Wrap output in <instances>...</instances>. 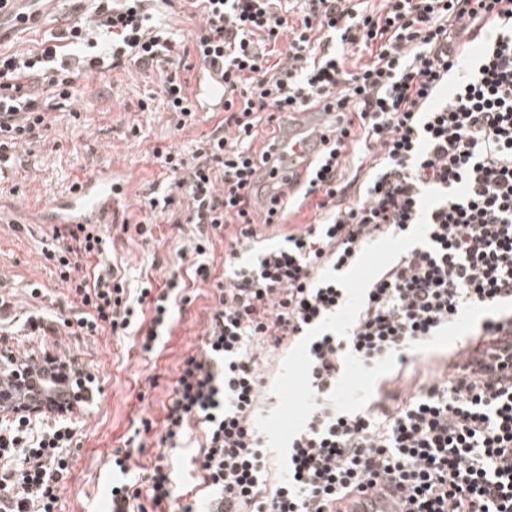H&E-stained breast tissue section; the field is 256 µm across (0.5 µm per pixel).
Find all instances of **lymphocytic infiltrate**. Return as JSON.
Instances as JSON below:
<instances>
[{"instance_id":"f902f5d3","label":"lymphocytic infiltrate","mask_w":512,"mask_h":512,"mask_svg":"<svg viewBox=\"0 0 512 512\" xmlns=\"http://www.w3.org/2000/svg\"><path fill=\"white\" fill-rule=\"evenodd\" d=\"M193 22L202 68L224 72V118L190 150L155 152L172 176L146 196L157 221L195 228L185 247L196 280L224 244V279L204 341L184 358L142 482L113 453L109 512H196L178 494L176 449L191 450L208 512H343L356 489L400 491L407 512H512V0H166ZM136 0H98L60 43L0 54V173L20 144L46 140L47 114L72 97L82 74L134 63L157 69L162 106L180 126L198 120L186 82L167 70L176 45ZM483 48L460 61V39ZM319 106L332 131L306 185L263 199L261 126ZM351 175H343V167ZM288 225L261 243L263 227ZM421 225L420 243H406ZM53 260L75 315L30 308L24 324L44 339L135 337L143 351L170 334L192 301L186 281L129 285L106 263L105 224H57ZM396 242L361 292L355 317L337 327L350 298L344 273L368 245ZM488 317L448 358L443 373L403 388L409 356L461 322ZM306 350V418L286 468L271 467L257 425L269 390L261 355ZM70 398L45 424L0 417V512H57L73 460L72 415L98 404L95 375L77 357L24 354ZM391 366L369 405L346 410L338 389L349 365ZM201 442H193L192 425Z\"/></svg>"}]
</instances>
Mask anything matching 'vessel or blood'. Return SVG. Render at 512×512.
<instances>
[{"mask_svg": "<svg viewBox=\"0 0 512 512\" xmlns=\"http://www.w3.org/2000/svg\"><path fill=\"white\" fill-rule=\"evenodd\" d=\"M204 102L220 103L224 100V80L220 74L205 76L196 87ZM329 113L309 109L295 114L281 126L280 138L287 145L290 157L275 171H260L257 185L266 193H273L278 181L292 179L305 182L307 170L314 160L321 139L328 130ZM121 200L112 181L111 170H102L89 178L71 193L56 198L49 212L43 216L46 224H102L112 214ZM49 376L45 373L35 375L33 385L26 392L29 400L63 397L65 390L61 385H49ZM349 512H401L396 501L367 496L354 501Z\"/></svg>", "mask_w": 512, "mask_h": 512, "instance_id": "1", "label": "vessel or blood"}]
</instances>
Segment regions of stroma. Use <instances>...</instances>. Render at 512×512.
Masks as SVG:
<instances>
[{"mask_svg": "<svg viewBox=\"0 0 512 512\" xmlns=\"http://www.w3.org/2000/svg\"><path fill=\"white\" fill-rule=\"evenodd\" d=\"M93 7V0H60L53 12L28 29L0 24V52L38 50L51 35L61 32L66 20L84 16ZM158 91L152 73L129 64L80 80L70 103L48 112L47 139L22 147L18 164L0 178V294L10 295L24 308L36 303L59 311L63 289L53 262L45 258L54 244L52 227L23 223V214L46 208L67 194L73 183L108 164L113 176L127 183L129 193L116 209L115 223L138 222L143 193L150 186L161 189L166 184L167 175L153 155L155 148L188 150L194 140L216 127L217 117L203 112L197 124L177 129V117L163 110ZM147 98L152 104L144 112L139 104ZM188 231L185 224H159L148 242L132 230L114 232V250L124 261L128 279L148 273L159 283L173 272L191 278L190 260L179 255ZM33 283L45 288L44 297L36 301L28 294ZM211 306L210 288L202 286L196 299L178 314L168 340L153 353L144 352L131 338L107 332L63 336L56 342H42L21 332L7 335L6 345L13 353L44 349L54 355L59 345L68 344L94 367L99 402L73 418L75 436L69 453L74 464L60 491L58 512H107L112 483L107 461L116 449L131 450L132 475H144L158 451L160 422L173 396L180 364L200 344ZM302 357L297 350L288 358H273L270 365L274 396L259 422L279 461L286 458L291 432L305 418Z\"/></svg>", "mask_w": 512, "mask_h": 512, "instance_id": "obj_1", "label": "stroma"}]
</instances>
